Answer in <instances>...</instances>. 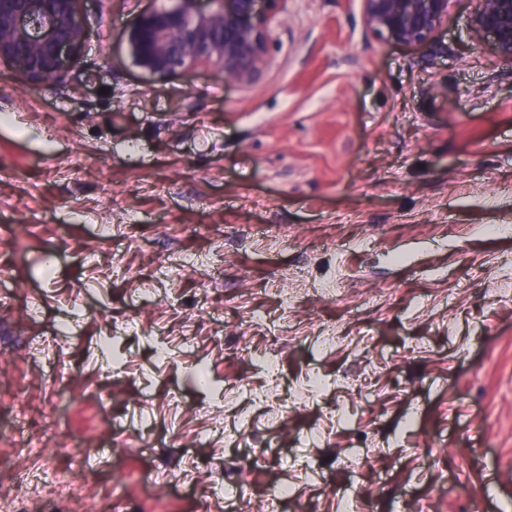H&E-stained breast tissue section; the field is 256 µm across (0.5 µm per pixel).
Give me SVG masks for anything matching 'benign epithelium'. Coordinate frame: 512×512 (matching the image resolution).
I'll return each mask as SVG.
<instances>
[{
	"mask_svg": "<svg viewBox=\"0 0 512 512\" xmlns=\"http://www.w3.org/2000/svg\"><path fill=\"white\" fill-rule=\"evenodd\" d=\"M80 0H0V64H17L32 82L56 81L78 57L86 38ZM177 0L140 16L127 32L132 63L162 79L210 64L238 83L259 78L273 42L274 13L283 0ZM370 35L405 47H429L448 23L456 0H361ZM472 27L492 36L495 51L512 59V0H475Z\"/></svg>",
	"mask_w": 512,
	"mask_h": 512,
	"instance_id": "obj_1",
	"label": "benign epithelium"
}]
</instances>
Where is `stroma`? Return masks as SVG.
Returning a JSON list of instances; mask_svg holds the SVG:
<instances>
[{
  "instance_id": "obj_1",
  "label": "stroma",
  "mask_w": 512,
  "mask_h": 512,
  "mask_svg": "<svg viewBox=\"0 0 512 512\" xmlns=\"http://www.w3.org/2000/svg\"><path fill=\"white\" fill-rule=\"evenodd\" d=\"M169 3L81 0L60 80L0 64V496L77 512L60 477L107 450L98 512H193L252 452L251 512L277 485L288 512H336L347 489L356 512L398 490L407 512H512V237L488 231L512 225V61L469 0L421 49L366 34L360 0H285L258 82L156 79L125 37ZM314 373L322 393L287 409ZM240 409L245 441L224 433ZM62 435L85 453L55 468ZM159 439L194 450L193 489L146 479ZM352 448L373 453L358 476Z\"/></svg>"
}]
</instances>
